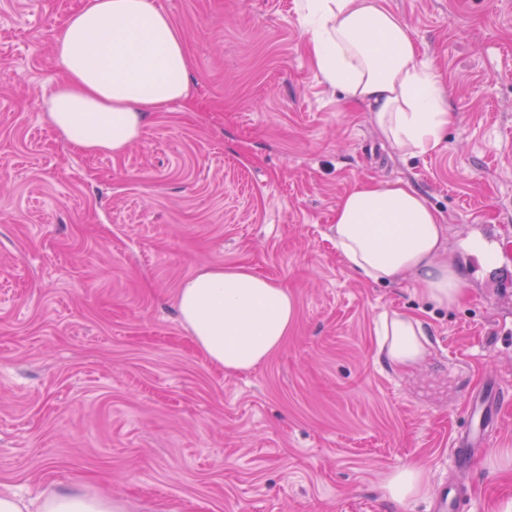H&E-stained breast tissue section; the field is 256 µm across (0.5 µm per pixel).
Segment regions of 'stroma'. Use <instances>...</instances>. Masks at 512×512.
Masks as SVG:
<instances>
[{
	"label": "stroma",
	"mask_w": 512,
	"mask_h": 512,
	"mask_svg": "<svg viewBox=\"0 0 512 512\" xmlns=\"http://www.w3.org/2000/svg\"><path fill=\"white\" fill-rule=\"evenodd\" d=\"M82 0H0V493L76 490L119 512H430L384 489L417 467L458 512L512 500V0H388L448 88L440 148L404 156L325 83L298 0H157L192 97L118 156L48 122L56 29ZM412 184L468 289L449 311L411 281L359 279L330 225L359 181ZM482 238L483 266L461 246ZM246 265L285 284L283 348L212 366L176 314L183 279ZM420 318L416 367L381 363L380 312ZM499 424L455 460L472 394Z\"/></svg>",
	"instance_id": "stroma-1"
}]
</instances>
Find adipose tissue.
<instances>
[{"mask_svg": "<svg viewBox=\"0 0 512 512\" xmlns=\"http://www.w3.org/2000/svg\"><path fill=\"white\" fill-rule=\"evenodd\" d=\"M303 3L307 49L322 79L365 103L401 154L437 151L453 115L408 24L386 0ZM53 52L65 78L44 95L48 121L81 150L122 154L141 137L148 113L190 98L184 40L155 0H85L57 32ZM330 232L363 280L411 279L422 298L447 309L466 293L461 269L444 247L440 215L409 183H355L339 201ZM176 308L197 348L228 373L269 360L298 318L287 286L246 265H214L184 279ZM376 333L379 352L393 367L411 368L427 354L418 317L382 313ZM39 512H112V504L59 491L42 500Z\"/></svg>", "mask_w": 512, "mask_h": 512, "instance_id": "obj_1", "label": "adipose tissue"}]
</instances>
